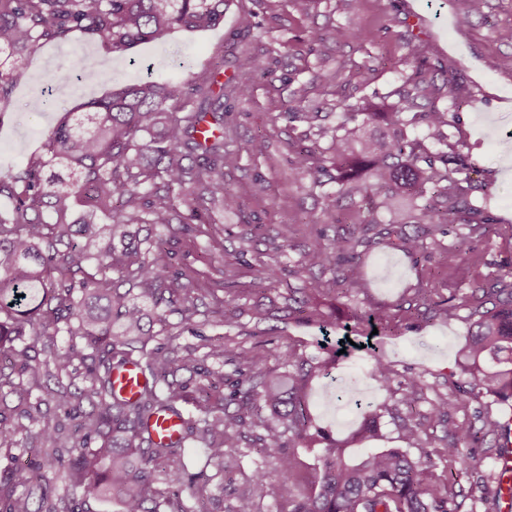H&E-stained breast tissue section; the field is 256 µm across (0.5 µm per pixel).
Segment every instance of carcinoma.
Instances as JSON below:
<instances>
[{
    "mask_svg": "<svg viewBox=\"0 0 512 512\" xmlns=\"http://www.w3.org/2000/svg\"><path fill=\"white\" fill-rule=\"evenodd\" d=\"M224 21V0H0V103L8 101L15 81L17 53L41 44L62 43L79 32L98 40L114 53L155 41L173 29L197 31ZM245 79L235 80L230 92L244 96L251 77L264 73L263 59L250 57L241 64ZM215 68L201 81L181 91L149 80L125 84L109 95L83 105L84 115L68 112L50 132L48 159L34 157L15 175L0 179V355L10 359L11 371L0 369V389L8 388L25 409L33 386L13 375L37 380L48 362L30 355L28 339L53 330L71 338L62 353L51 347L57 373H67L73 358L85 367L84 385L53 393L58 407L78 419V435L43 427L30 432L24 452L37 461L14 466L0 474V512H89L73 508L55 496L54 481L80 487L86 495L110 501L118 512H198L170 497L165 486L204 491L206 471L220 467L228 448L239 447L241 430L260 427L265 457L272 460L278 478L257 474L259 494L277 502L286 484L295 480L297 463L285 449L295 439L330 443L321 457L319 491L301 493L288 512H458L455 471L472 468L474 444L466 432L448 427V446L418 448L416 426L407 425V448H371L348 454L350 444L380 437L382 409L367 405L362 422L348 441L332 442L316 426L300 393L296 373L303 362L288 352V373L258 374L248 378L242 392L246 412H229L224 400L203 392L196 399L198 414L184 413L186 382L177 373L194 366V350L175 356L164 347L147 349L150 337L141 328L139 306L110 287L112 275L153 297L166 281L163 267L148 261L153 242L146 247L119 248L94 230L93 218L110 216L112 230L128 224H171L178 218L174 192L199 187L192 197L196 211L217 200L236 205L224 188V168L238 163L224 151V83ZM387 131L366 132L377 117ZM347 121L354 126L334 134L328 155L313 149L296 153L300 174L321 187L327 172L336 190L323 196L326 209L340 200L359 198L365 213L358 222L363 233L379 223L378 215L393 201L405 199L416 211L418 233L398 236L403 252L419 253L421 236L437 224L466 218L472 227L486 223L483 211L472 204L454 174L465 169L459 151L442 155L422 140H410L400 112L386 115L362 102L350 107ZM427 138L440 141L448 127V111L426 114ZM192 156L196 164L184 160ZM123 203L116 207L114 200ZM354 238L334 241L330 247L306 252L302 270L339 269L352 254ZM92 271H82L81 263ZM84 280L75 281L76 272ZM482 293L472 312L476 316L461 368L478 393L502 403L512 400V289L475 288ZM138 363L148 377L139 396L129 401L112 391V373L125 363ZM371 376L383 386L391 383V369L375 355ZM460 400L450 392L429 408L427 419L442 423ZM181 419V440L203 444V464L195 472L183 461L179 447L153 439L147 421L162 411ZM268 416H262V412ZM67 449V458L50 454L39 445ZM445 463L446 483L439 484L432 457Z\"/></svg>",
    "mask_w": 512,
    "mask_h": 512,
    "instance_id": "1",
    "label": "carcinoma"
}]
</instances>
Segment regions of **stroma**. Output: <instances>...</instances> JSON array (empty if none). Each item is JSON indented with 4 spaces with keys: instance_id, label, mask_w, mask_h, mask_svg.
Listing matches in <instances>:
<instances>
[{
    "instance_id": "obj_1",
    "label": "stroma",
    "mask_w": 512,
    "mask_h": 512,
    "mask_svg": "<svg viewBox=\"0 0 512 512\" xmlns=\"http://www.w3.org/2000/svg\"><path fill=\"white\" fill-rule=\"evenodd\" d=\"M246 16L252 28L243 27ZM411 45L418 48L412 61ZM252 56L267 61L268 74L255 76L247 95L224 102V148L239 156L235 167L225 169L224 186L237 196V206L216 205L194 224L127 228L136 238L161 240L151 256L177 278L172 301L143 302V324L155 343L178 351L195 348L197 373H179L189 383V396L203 390L231 396L245 372L287 371L292 351L314 366L325 353L307 300L312 289L332 288L336 295L328 306L336 318L359 311L389 319L399 330L373 337L371 348L352 351L330 377L308 379L309 411L333 438L357 429L359 400L386 408L380 448L405 447L407 421L417 424L421 447L441 448L449 428L482 432L485 419L511 417L512 402L477 394L458 361L471 324L464 297L479 285L512 283V0H484L477 9L471 0H226L218 27L174 30L127 54L73 34L68 42L29 55L8 102L0 104V178L45 155L46 139L67 109L141 78L181 88L218 66L221 81L233 80ZM85 66L99 73L98 81H78ZM50 73L56 76L51 84L45 80ZM428 84L432 95L417 97V87ZM366 99L386 111L404 108L417 116L407 129L412 139L425 136L424 113L447 110L446 140L430 149L467 155L461 184L490 221L477 232L463 224L433 227L420 254L408 255L396 248L391 216L384 213L341 272L300 270L304 252L348 236L358 206L346 199L325 210L321 188L298 172L295 153L303 147L325 150L329 132L345 126L349 105ZM448 246L464 251L462 263L443 261L441 250ZM264 271L273 272V279L253 288ZM425 288L459 300L456 317L447 318L439 305L422 304ZM188 307L197 312L201 335L182 330ZM215 335L224 338L220 364L205 347ZM243 350L251 357L246 367L236 359ZM377 354L393 371L390 387L370 376ZM411 378L423 381L421 391H403ZM56 388L55 378L46 376L34 386L31 401L40 407L34 422L15 412L14 397L0 405V427L15 440L14 446L0 447V471L25 462L19 444L27 430H74L75 420L51 396ZM451 391L459 392L460 402L449 424L427 420L431 402ZM256 436L244 431L239 447L228 449L223 474L205 491L208 512H232L244 495L252 496L254 512H288L286 502L254 493L256 473L272 468ZM495 441L485 434L474 451L475 470L457 478L465 494L461 512L495 508Z\"/></svg>"
}]
</instances>
